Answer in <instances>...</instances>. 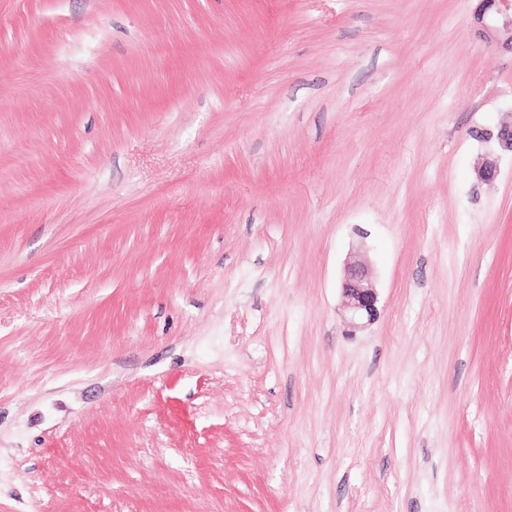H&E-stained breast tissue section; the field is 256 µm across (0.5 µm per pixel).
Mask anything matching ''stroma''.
Instances as JSON below:
<instances>
[{
	"label": "stroma",
	"instance_id": "obj_1",
	"mask_svg": "<svg viewBox=\"0 0 512 512\" xmlns=\"http://www.w3.org/2000/svg\"><path fill=\"white\" fill-rule=\"evenodd\" d=\"M479 8L0 0V512H512ZM377 293L367 280L365 264L356 262L347 267L341 287V306L348 323L359 327L377 316Z\"/></svg>",
	"mask_w": 512,
	"mask_h": 512
}]
</instances>
